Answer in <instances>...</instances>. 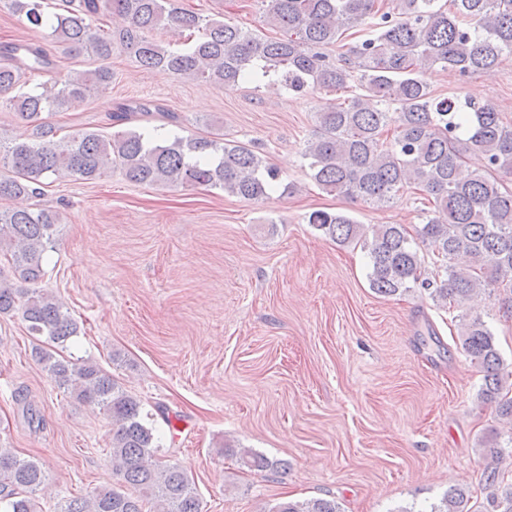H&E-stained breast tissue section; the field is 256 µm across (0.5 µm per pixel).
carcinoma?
I'll return each instance as SVG.
<instances>
[{"mask_svg": "<svg viewBox=\"0 0 512 512\" xmlns=\"http://www.w3.org/2000/svg\"><path fill=\"white\" fill-rule=\"evenodd\" d=\"M62 13L48 14L46 0H6L12 13L32 29L74 53L91 52L101 65L92 73L68 74L40 91L17 90L20 75L53 62L35 45L5 48L0 94L34 124L30 139L0 144V198L40 194L42 179L67 175L100 179L118 167L134 184L170 188L205 186L259 201L279 186V174L250 148L219 137H175L158 142L136 130L110 136L78 131L57 136L44 112H62L82 102L91 88L112 82L107 61L112 49L128 53L145 69L163 67L179 78L235 86L259 69L274 74L273 85L295 93L351 90L350 96L316 115L317 133L303 158L310 177L327 193L386 207L406 188L423 192L428 206L410 233L403 224L365 226L342 213L314 211L308 224L340 244L357 243L369 259V287L381 296L420 287L437 303L460 307L493 287L512 306V188L501 173H512V125L489 102L434 97L425 71L438 66L463 77L487 75L512 56V0H398L394 11L380 0H265L264 17L283 32L264 39L242 27L180 9L174 0H65ZM115 14L129 25L106 37L97 16ZM198 33L185 48L164 46L155 34L169 26ZM369 27L368 37L333 56L328 49L347 31ZM156 112L159 105L122 104L112 119ZM394 129H389V126ZM393 132L388 142L382 140ZM480 166L469 163V154ZM56 210L46 207L0 210V253L15 285L0 276V314H18L33 336L63 344L79 327L63 305L37 288L45 276L42 258L53 245ZM444 262L443 275L428 276L420 251ZM464 351L481 367L478 399L493 404L512 423V371L479 316L462 319ZM34 355L59 386L76 400L112 419L110 458L116 482L88 498H72L55 512H200L194 481L177 464H153L157 448L141 400L128 394L91 361L73 363L37 345ZM492 430L483 440V512H512V482L500 469L504 444ZM240 465L271 470L276 463L242 448ZM46 475L40 464L0 448V512H43L39 496ZM464 485L446 493L430 512H472ZM268 512H341L334 500L311 498L275 503Z\"/></svg>", "mask_w": 512, "mask_h": 512, "instance_id": "carcinoma-1", "label": "carcinoma"}]
</instances>
